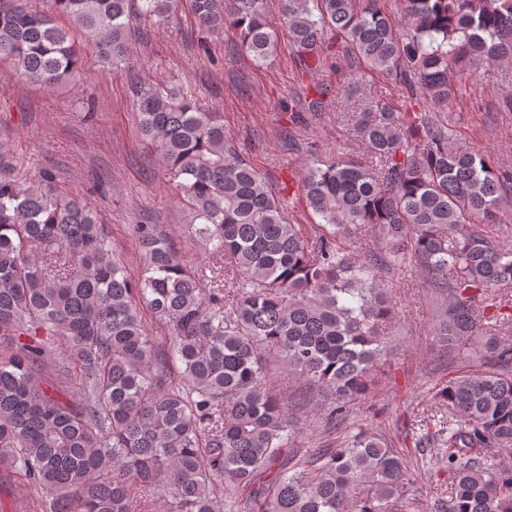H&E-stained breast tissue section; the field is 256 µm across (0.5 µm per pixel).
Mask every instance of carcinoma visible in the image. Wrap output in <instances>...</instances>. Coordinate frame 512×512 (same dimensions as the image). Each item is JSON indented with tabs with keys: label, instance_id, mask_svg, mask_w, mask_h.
Listing matches in <instances>:
<instances>
[{
	"label": "carcinoma",
	"instance_id": "obj_1",
	"mask_svg": "<svg viewBox=\"0 0 512 512\" xmlns=\"http://www.w3.org/2000/svg\"><path fill=\"white\" fill-rule=\"evenodd\" d=\"M36 0L0 5V61L57 87L77 72V36L109 71L125 69L135 27L180 0ZM267 0H188L198 25L230 21L250 60L276 47ZM302 69L320 71L344 42L359 66L448 104L451 74L483 62L512 69V0H277ZM143 140L192 214L212 260L190 269L157 224H135V280L78 196L13 170L0 175V470L24 479L38 512H396L412 485L402 454L359 430L336 448L296 444L298 421L276 393L265 354L309 388L328 424L347 420L391 348L396 306L379 274L420 265L448 299L434 335L463 340L512 286V250L488 229L512 193L448 129L381 101L353 113L375 166L338 158L302 178L324 232L307 236L192 94L134 82ZM365 237L352 254L343 240ZM148 312L168 329L149 334ZM495 370L448 380L446 412L417 420L453 475L443 512H512V344L490 325ZM66 343L64 356L56 340Z\"/></svg>",
	"mask_w": 512,
	"mask_h": 512
}]
</instances>
